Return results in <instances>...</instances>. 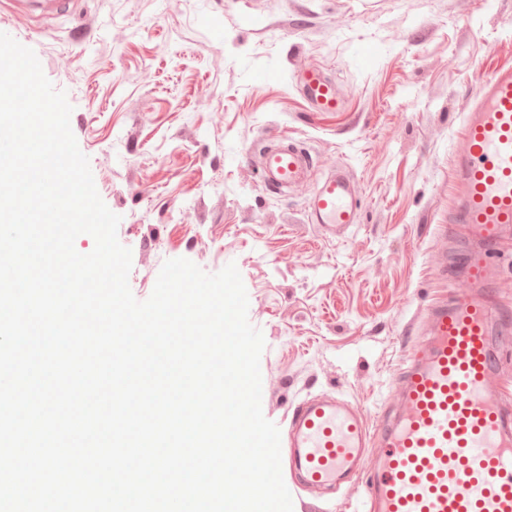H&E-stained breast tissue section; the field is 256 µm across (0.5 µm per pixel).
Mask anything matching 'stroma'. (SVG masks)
Here are the masks:
<instances>
[{
  "label": "stroma",
  "mask_w": 512,
  "mask_h": 512,
  "mask_svg": "<svg viewBox=\"0 0 512 512\" xmlns=\"http://www.w3.org/2000/svg\"><path fill=\"white\" fill-rule=\"evenodd\" d=\"M0 32L66 92L96 189L120 217L138 300L166 260L209 274L235 264L265 340L269 421L311 394H340L372 417L385 409L443 293L432 253L452 200L450 154L482 78L512 67V0H75L61 14L0 0ZM310 65L336 82L343 110L312 111L297 92ZM259 69L267 81L254 80ZM281 139L317 165L276 194L257 154ZM341 166L362 209L334 237L310 223L307 201ZM355 497L296 492L293 512H352Z\"/></svg>",
  "instance_id": "35a3bbf8"
}]
</instances>
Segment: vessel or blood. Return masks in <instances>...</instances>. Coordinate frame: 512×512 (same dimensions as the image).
Listing matches in <instances>:
<instances>
[{"mask_svg":"<svg viewBox=\"0 0 512 512\" xmlns=\"http://www.w3.org/2000/svg\"><path fill=\"white\" fill-rule=\"evenodd\" d=\"M313 111L343 99L319 68L297 74ZM313 158L296 144L266 147L265 190L307 181ZM453 200L433 260L448 284L428 305L376 425L343 396L294 404L284 419L283 478L294 487L362 485L357 512H512V403L498 381L494 334H512L508 282L494 262L512 250V68L480 82L451 154ZM355 179L339 170L308 202L312 223L335 234L359 220Z\"/></svg>","mask_w":512,"mask_h":512,"instance_id":"b4317fda","label":"vessel or blood"}]
</instances>
